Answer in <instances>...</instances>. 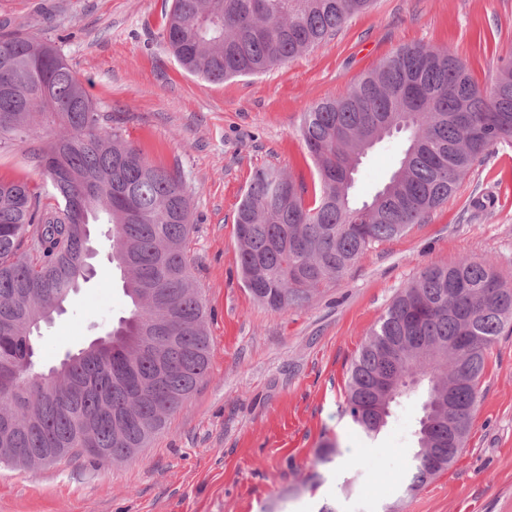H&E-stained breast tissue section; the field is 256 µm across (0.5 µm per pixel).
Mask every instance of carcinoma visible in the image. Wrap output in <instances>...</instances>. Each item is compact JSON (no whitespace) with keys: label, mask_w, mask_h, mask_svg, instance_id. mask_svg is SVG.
<instances>
[{"label":"carcinoma","mask_w":512,"mask_h":512,"mask_svg":"<svg viewBox=\"0 0 512 512\" xmlns=\"http://www.w3.org/2000/svg\"><path fill=\"white\" fill-rule=\"evenodd\" d=\"M373 0H172L163 38L178 63L211 82L258 75L336 34ZM418 144L367 215L347 170L389 137ZM300 134L318 192L274 167L254 172L235 234L244 285L272 311L306 303L375 243L420 224L495 145L512 143V57L482 90L450 49L403 46L339 98L302 113ZM29 146L42 187L0 179V464L7 449L47 464L133 456L149 445L204 379L206 310L191 282V198L180 176L151 164L100 113L61 49L21 31L0 34V147ZM112 225L111 262L123 267L130 315L103 347L68 353L46 380L34 330L63 311L88 279L89 226ZM512 325V288L487 262L425 268L371 330L352 361L346 411L369 437L379 379L392 395L425 388L410 489L448 467V424L464 448L487 353ZM455 406L448 410V390Z\"/></svg>","instance_id":"carcinoma-1"}]
</instances>
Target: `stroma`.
<instances>
[{
    "mask_svg": "<svg viewBox=\"0 0 512 512\" xmlns=\"http://www.w3.org/2000/svg\"><path fill=\"white\" fill-rule=\"evenodd\" d=\"M172 0H0V27L56 42L105 116L103 126L177 172L192 194V282L208 312V372L165 429L133 457L0 465V512H512V332L487 354L462 454L413 493L407 464L422 391L393 404L367 439L346 413L352 360L394 297L432 265L490 262L512 287V144L494 146L425 223L374 244L309 302L274 312L245 288L235 217L253 173L318 180L298 133L312 102L343 95L397 48L448 47L486 87L512 55V0H376L322 44L258 76L212 83L187 73L161 32ZM394 137L363 157L367 201L397 168ZM96 275L41 324L40 363L86 347L128 316L97 229ZM335 446L332 464L317 456Z\"/></svg>",
    "mask_w": 512,
    "mask_h": 512,
    "instance_id": "35a3bbf8",
    "label": "stroma"
}]
</instances>
